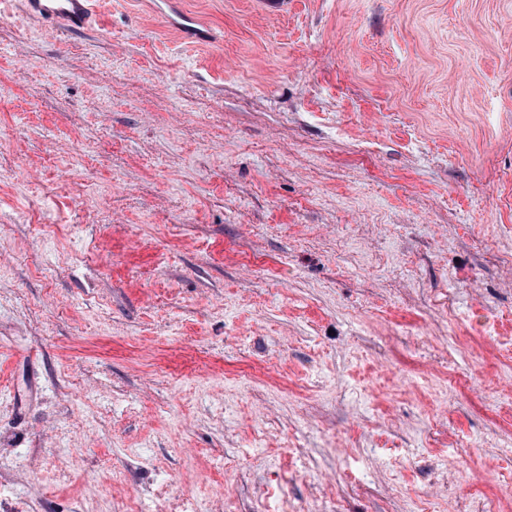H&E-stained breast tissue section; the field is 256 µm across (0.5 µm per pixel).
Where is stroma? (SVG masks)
I'll return each instance as SVG.
<instances>
[{
	"label": "stroma",
	"instance_id": "1",
	"mask_svg": "<svg viewBox=\"0 0 512 512\" xmlns=\"http://www.w3.org/2000/svg\"><path fill=\"white\" fill-rule=\"evenodd\" d=\"M0 5V512H512V0ZM94 0H26V10L36 20L52 19L67 31L88 27L94 18Z\"/></svg>",
	"mask_w": 512,
	"mask_h": 512
}]
</instances>
